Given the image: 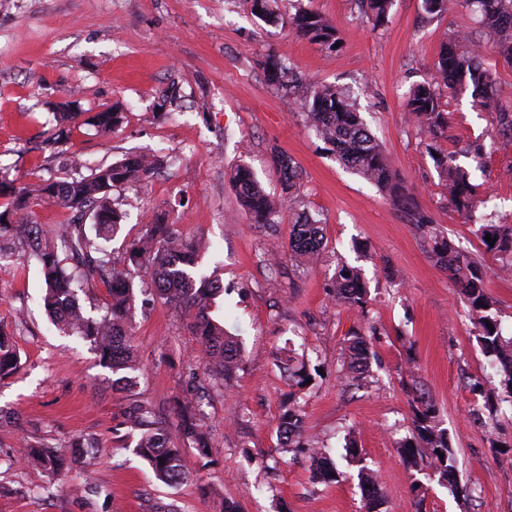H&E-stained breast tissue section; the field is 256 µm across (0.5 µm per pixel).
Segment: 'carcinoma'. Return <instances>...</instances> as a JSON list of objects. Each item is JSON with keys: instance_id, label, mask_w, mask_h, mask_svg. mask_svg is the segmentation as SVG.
<instances>
[{"instance_id": "cac0c4a2", "label": "carcinoma", "mask_w": 512, "mask_h": 512, "mask_svg": "<svg viewBox=\"0 0 512 512\" xmlns=\"http://www.w3.org/2000/svg\"><path fill=\"white\" fill-rule=\"evenodd\" d=\"M252 12L272 24L288 23L295 34L310 42L331 47L338 40L336 28L321 15L303 9L285 18L271 8V0H247ZM363 15L376 25L385 22L392 0H358ZM477 17L483 34L498 47L503 60L512 64V0H463ZM261 65L270 83L285 82L286 68L279 58L269 54ZM438 81L416 85L407 99V107L421 130L431 138H445L448 133V112L442 104V89L450 93L467 92L472 104L484 112L499 115V133L512 138V116L503 109L494 87L490 69L465 34L448 37L439 50ZM292 105L302 111L307 124L318 138L346 168L384 192L405 220L420 231L429 246L435 264L450 272L473 317L484 353L498 367L497 397L512 404V336L503 334L493 312L494 302L486 292L481 263L470 252L438 232L428 215L415 203L413 192L400 180L388 163L380 143L364 124L356 105L342 90L325 84H305L294 80ZM273 162L282 181V195L266 193L254 174L245 165L234 169L230 180L240 205L255 224H273L280 210L294 201V189L301 180V170L290 156L274 152ZM162 165L159 158L144 154L129 155L123 160L91 169L87 176L45 179L34 190H20L10 208L0 212V238L8 234L29 239L33 257L44 282V304L71 334L94 344L100 363L112 370L126 390L137 385L133 376L138 370L131 351L129 331L135 315V294L132 273L149 275L153 282L150 294L166 302L181 304L194 310L188 323L191 335L202 353L204 372L217 384H228L240 370L243 361L241 337L224 329L210 315L213 299L224 292V285L199 272L201 245L183 237L171 224L157 219L147 225L146 232L127 249V265L112 266L95 245L94 238L110 237L121 224L122 214L112 208V188L140 183L154 175ZM436 165L448 189V201L456 211L469 216L477 207L472 172L457 163L452 152L436 157ZM57 205L71 217L53 231L45 230L35 219L32 207L38 201ZM91 218L86 224L85 218ZM95 237H90L89 231ZM480 237L491 236L494 243L484 242L487 250L501 262L500 270L512 271V224H481ZM321 220L307 212L298 214L293 224L285 255L291 265L300 268L319 257L323 248ZM100 280L108 289L112 303L99 319L84 315L78 290L85 283ZM336 302L364 308L368 288L363 270L343 263L336 267L331 283ZM349 355L344 361L343 381L356 389L374 383L371 371L370 338L354 331L347 340ZM277 360L298 389L309 387L315 380L309 365L282 349ZM20 356L10 337L0 333V379L13 374ZM413 431L398 448L407 465L416 472L432 471L442 484H450L457 470V455L448 432L436 421L435 405L422 394H414ZM178 426L199 455H207L209 436L201 404L183 399L176 404ZM126 424L138 432L136 454L145 461L155 478L172 487L193 479L185 463L183 449L168 438L167 424L158 418L148 404L133 400L126 408ZM303 436L302 415L294 406L284 407L277 426L278 445L288 452L300 447ZM23 456L41 467L57 473L67 466V459L55 448L41 444L28 445ZM311 467L316 480L331 483L339 472L329 449L309 447ZM367 512H375L382 504L378 480L371 471L360 472Z\"/></svg>"}]
</instances>
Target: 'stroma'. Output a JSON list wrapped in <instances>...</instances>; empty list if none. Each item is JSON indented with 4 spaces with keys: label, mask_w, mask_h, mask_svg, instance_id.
<instances>
[{
    "label": "stroma",
    "mask_w": 512,
    "mask_h": 512,
    "mask_svg": "<svg viewBox=\"0 0 512 512\" xmlns=\"http://www.w3.org/2000/svg\"><path fill=\"white\" fill-rule=\"evenodd\" d=\"M276 7L286 16L300 8L321 14L335 26L338 47L265 23L246 0H0V212L13 191L41 180L134 152L162 156L144 184L113 188L111 202L124 220L102 246L123 263L156 213L183 235L211 239L215 248L203 254L201 270L224 285L211 315L244 343L237 376L215 385L202 374L184 311L135 280L137 391L169 421L176 401L194 394L211 434L203 457L171 428L198 479L169 487L133 452L128 399L111 370L89 342L46 313L27 245L0 241V329L20 355L19 369L0 381V512H150L171 502L180 512H221L228 499L241 512H365L358 480L365 467L377 473L385 512H512V405L499 404L493 415L485 408L498 377L459 289L391 200L343 169L301 112L288 108L287 91L268 83L261 63L272 53L306 81L351 92L417 206L481 257L507 336L512 276L501 275L477 229L512 224V139L463 93L443 97L448 136L432 140L407 98L432 79L442 42L458 31L479 45L507 108L512 66L454 0L434 16L422 0H393L378 27L357 0H277ZM65 108L75 118L59 142L57 114ZM106 110L121 115L109 130L92 122ZM478 147L483 167L473 182L492 205L468 218L449 203L432 153L456 152L473 168ZM276 149L302 171L299 206L262 227L239 207L230 173L248 165L267 191L280 192ZM302 210L322 220L325 245L316 265L297 269L283 248ZM341 261L364 268L366 309L332 300ZM360 328L376 331V381L357 390L343 386L338 370L347 337ZM286 345L317 369L312 388L295 390L279 372L275 354ZM416 391L435 405L457 452V489L417 475L397 452L413 429ZM290 402L302 414L305 440L337 458L340 482L316 481L306 453L279 450L278 418ZM351 428L361 450L353 459L344 451ZM24 438L64 454L74 439H89L95 450L52 475L20 460Z\"/></svg>",
    "instance_id": "stroma-1"
}]
</instances>
